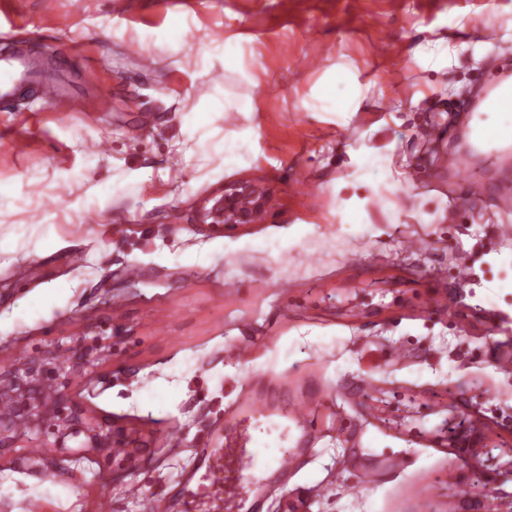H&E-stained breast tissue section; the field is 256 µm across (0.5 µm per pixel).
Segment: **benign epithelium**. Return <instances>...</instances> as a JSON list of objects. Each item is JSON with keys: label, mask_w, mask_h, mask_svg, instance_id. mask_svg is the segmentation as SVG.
I'll return each instance as SVG.
<instances>
[{"label": "benign epithelium", "mask_w": 512, "mask_h": 512, "mask_svg": "<svg viewBox=\"0 0 512 512\" xmlns=\"http://www.w3.org/2000/svg\"><path fill=\"white\" fill-rule=\"evenodd\" d=\"M270 192L250 181H240L224 187L220 197L202 218L212 224L234 227L255 224L266 212ZM126 339L122 325L111 326L104 339L78 340L60 357V345L50 344L34 357L20 358L6 369H0V393L10 397L12 412L0 415V448H10L27 435H50L51 447L67 454L74 463L91 453L112 455V449L123 448L131 462L137 448L131 445L127 433L114 427L112 421L99 418L77 401L68 386L58 383L62 376H81L104 360L118 355ZM80 439V446L68 445Z\"/></svg>", "instance_id": "7a95c632"}]
</instances>
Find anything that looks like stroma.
Segmentation results:
<instances>
[{
    "label": "stroma",
    "mask_w": 512,
    "mask_h": 512,
    "mask_svg": "<svg viewBox=\"0 0 512 512\" xmlns=\"http://www.w3.org/2000/svg\"><path fill=\"white\" fill-rule=\"evenodd\" d=\"M55 2L0 0V52L26 40L55 67L76 52L66 80L86 102L67 112L28 89L0 112V238L15 245L0 254V368L123 324L118 358L72 390L136 439L138 473L106 483L103 457L23 439L0 450V512H151L162 497L183 512L206 436L259 381L315 416L260 512H512V212L497 207L512 163L453 152L473 115L447 111L512 69V0ZM174 22L176 52L156 37ZM441 39L452 65H419ZM227 42L243 66L225 68ZM340 66L368 85L362 105L314 111ZM217 92L204 140L191 108ZM239 100L252 111H225ZM248 126L249 164L226 165L221 143ZM361 151L380 168L360 170ZM464 169L488 187L466 219L451 210ZM241 180L271 192L261 223H201ZM239 345L252 357L230 362ZM464 412L466 448L444 432Z\"/></svg>",
    "instance_id": "35a3bbf8"
}]
</instances>
